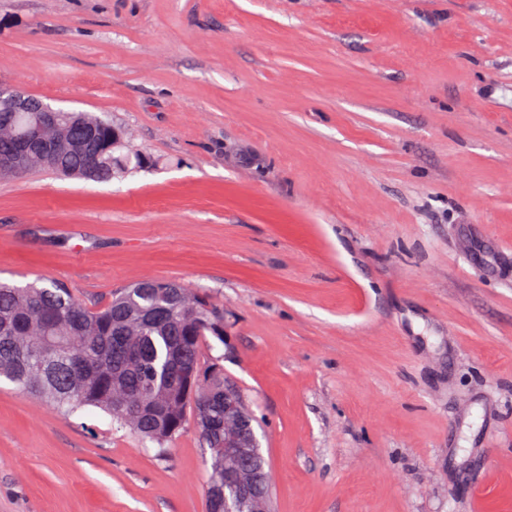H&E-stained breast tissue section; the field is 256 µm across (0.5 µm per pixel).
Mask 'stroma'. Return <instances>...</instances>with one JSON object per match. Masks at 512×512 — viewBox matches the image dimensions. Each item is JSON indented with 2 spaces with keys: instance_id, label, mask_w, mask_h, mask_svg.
Masks as SVG:
<instances>
[{
  "instance_id": "1",
  "label": "stroma",
  "mask_w": 512,
  "mask_h": 512,
  "mask_svg": "<svg viewBox=\"0 0 512 512\" xmlns=\"http://www.w3.org/2000/svg\"><path fill=\"white\" fill-rule=\"evenodd\" d=\"M150 165L0 179V280L209 293L273 512H512V0H0V79ZM0 383V512H206Z\"/></svg>"
}]
</instances>
